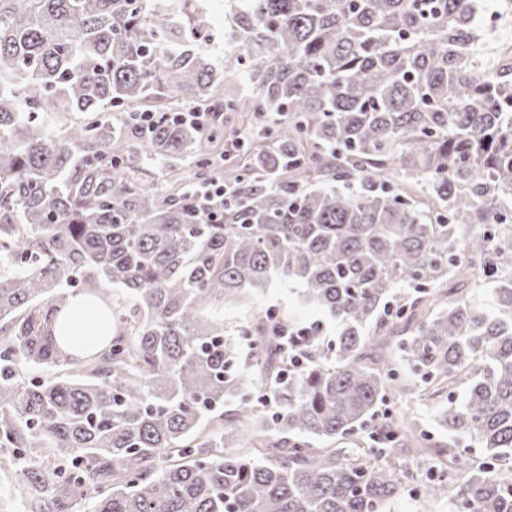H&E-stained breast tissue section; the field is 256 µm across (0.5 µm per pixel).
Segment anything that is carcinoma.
Instances as JSON below:
<instances>
[{"instance_id": "carcinoma-1", "label": "carcinoma", "mask_w": 512, "mask_h": 512, "mask_svg": "<svg viewBox=\"0 0 512 512\" xmlns=\"http://www.w3.org/2000/svg\"><path fill=\"white\" fill-rule=\"evenodd\" d=\"M229 6L228 64L253 87L237 99L191 48L201 15L180 44L147 0H0V449L30 512H391L404 482L378 458L422 447L406 420L375 418L406 390L401 367L448 396L444 466L463 475L430 482L424 503L512 512V472L492 464L512 458V49L477 71L474 0ZM179 104L216 128L246 113V154L217 164L212 139L165 117ZM142 155L168 164L167 189L126 174ZM221 177L235 201L210 224L188 185ZM460 245L495 279L489 311ZM273 274L336 337L266 312L241 329L278 408L265 417L239 347L203 313ZM68 287L107 319L82 359L56 337ZM20 364L57 373L27 381ZM365 429L361 455L305 442ZM253 431L258 455L224 453ZM464 439L490 462L473 467Z\"/></svg>"}]
</instances>
